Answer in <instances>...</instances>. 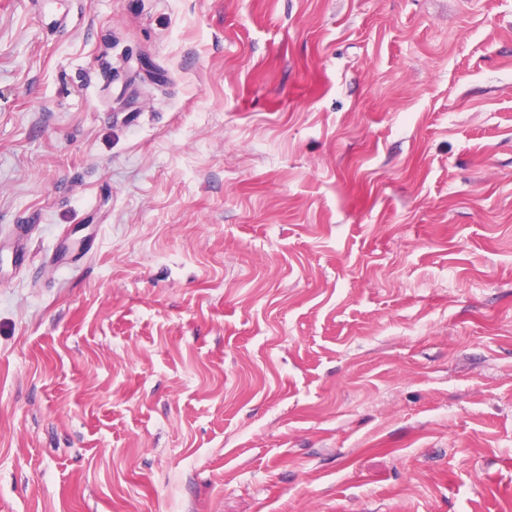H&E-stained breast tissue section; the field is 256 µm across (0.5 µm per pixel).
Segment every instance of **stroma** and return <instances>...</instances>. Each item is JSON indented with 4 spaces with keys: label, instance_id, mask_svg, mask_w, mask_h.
I'll use <instances>...</instances> for the list:
<instances>
[{
    "label": "stroma",
    "instance_id": "1",
    "mask_svg": "<svg viewBox=\"0 0 512 512\" xmlns=\"http://www.w3.org/2000/svg\"><path fill=\"white\" fill-rule=\"evenodd\" d=\"M0 512H512V0H0Z\"/></svg>",
    "mask_w": 512,
    "mask_h": 512
}]
</instances>
